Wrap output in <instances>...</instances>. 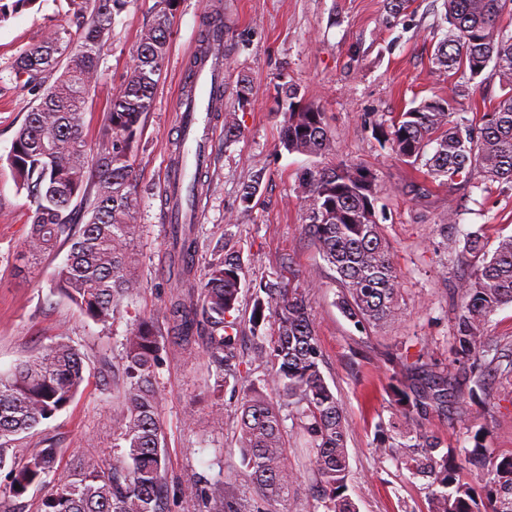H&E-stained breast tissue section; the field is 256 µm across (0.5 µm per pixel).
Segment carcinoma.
<instances>
[{
    "instance_id": "obj_1",
    "label": "carcinoma",
    "mask_w": 512,
    "mask_h": 512,
    "mask_svg": "<svg viewBox=\"0 0 512 512\" xmlns=\"http://www.w3.org/2000/svg\"><path fill=\"white\" fill-rule=\"evenodd\" d=\"M35 0H0V21ZM127 0H69L70 24L23 50L16 75L42 85L58 73L15 134L6 162L18 190L30 202L22 261L68 247L54 269L55 287L96 323L112 320L114 304L140 288L133 263L134 228L140 207L131 159L141 121L168 51L177 0H156L142 28L132 65L97 133L96 151L83 133L85 95L112 39V20ZM448 31L434 51L438 74L453 72L470 81L494 78L503 95L490 112L469 120L452 119L450 100L434 95L398 114L382 132L402 161L419 164L441 185L466 180L480 167L493 181L512 184V34L499 27L512 12V0H444ZM279 105L286 120L280 144L289 152L326 156L331 140L324 112L286 88ZM306 233L336 272V302L357 326H384L400 320L399 281L393 252L376 221L371 177L339 164L308 170L297 181ZM169 277L181 282L197 256L196 227L176 224L171 235ZM448 252L472 264L456 288L457 311L451 336V364L441 366L419 354L413 361L387 355L388 390L406 428L394 436L377 426L375 452L426 480L428 512H512V454L491 457L493 481L484 493L459 479L452 449L422 423L454 401L461 418L468 403L494 399L490 379L504 368L497 347L485 342L483 325L498 307L512 305V235L488 250L481 231L448 241ZM243 265L226 250L212 260L200 284L201 307L173 293L162 318L140 317L124 338L120 393L124 419L117 433L124 451L107 468L87 456L42 499L40 512H165L166 455L157 417L155 369L162 353L202 343L219 368L237 359V323L230 313L239 302ZM250 318L256 341L251 360L270 368L263 387L288 402V417L255 384L246 390L237 421L245 475L266 501H281L302 474L288 467L290 439L308 443L309 473L322 512H357L347 494L349 427L342 405L320 370L321 350L309 312L310 289L280 280L259 286ZM273 332L259 333L266 322ZM85 382L78 351L66 342L0 375V470L9 468V494L15 499L55 468L57 449L41 448L18 462L8 457L14 437L66 409ZM291 420V426L285 421ZM217 512H244L224 481L193 483Z\"/></svg>"
}]
</instances>
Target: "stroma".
I'll return each mask as SVG.
<instances>
[{"label": "stroma", "instance_id": "35a3bbf8", "mask_svg": "<svg viewBox=\"0 0 512 512\" xmlns=\"http://www.w3.org/2000/svg\"><path fill=\"white\" fill-rule=\"evenodd\" d=\"M155 0H129L112 23L84 107L85 134L95 141L113 95L132 63L142 27ZM224 18V112L235 113L240 133L225 139L223 123L213 130L211 163L204 169L197 224L196 275L225 249L243 262L238 308L237 372L216 370L203 348L173 352L156 370L158 419L168 461L167 512H213L204 498L183 494L198 478H232L231 489L248 512H314L306 486L287 501L263 500L241 476L243 466L236 422L249 383L265 367L251 363L249 319L260 282L278 278L309 288L310 313L321 347V372L341 402L349 425L348 493L359 512H427L422 478L375 451L378 423H398L389 391V374L380 357L408 346L437 363L449 359L453 291L468 273L451 264L446 238L482 230L489 244L512 235V184L486 181L473 168L468 181L448 187L423 168L398 160L378 134L393 117L435 94L451 97L456 114L471 117L492 111L502 91L498 80L462 83L460 76L437 77L432 58L446 31L443 0H412L399 12L389 0H179L168 52L153 105L144 118L133 157L140 196L137 258L142 286L114 306L112 320L98 324L53 289L52 273L61 256L21 263L18 253L28 222L29 202L16 189L7 157L14 136L39 93L18 78L19 53L69 24L68 0H36L0 23V373L44 352L56 341L79 351L85 382L74 402L54 418L18 436L12 448L24 459L54 444L57 470L21 498L23 512H38L60 474L86 455L112 462L119 450L115 434L123 413L112 389V372L122 363L123 340L138 317L160 315L172 291L168 279L171 238L165 223L164 182L176 142L181 139L176 102L186 84L187 58L199 46L210 15ZM252 98L242 102V84ZM305 102L319 106L334 139L330 155L288 152L279 144L284 115L276 109L287 86ZM357 164L376 179V215L399 274L401 320L391 327L358 329L336 307L334 273L306 234L295 187L299 174L315 166ZM258 182L251 204H243L244 185ZM493 405L473 408L460 421L455 408L427 415L425 427L455 448L461 478L475 474L466 451L471 429L488 426L491 455L512 453V374L494 380Z\"/></svg>", "mask_w": 512, "mask_h": 512}]
</instances>
